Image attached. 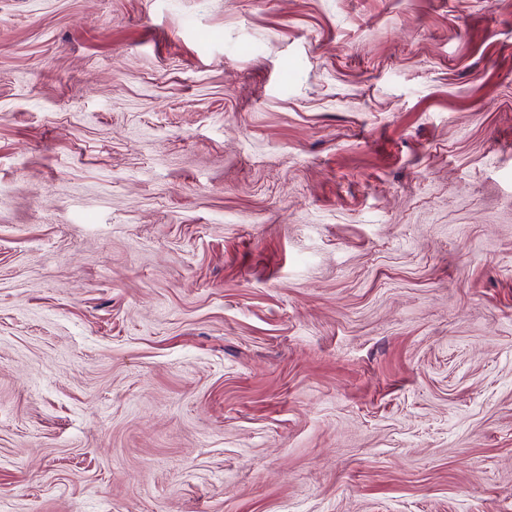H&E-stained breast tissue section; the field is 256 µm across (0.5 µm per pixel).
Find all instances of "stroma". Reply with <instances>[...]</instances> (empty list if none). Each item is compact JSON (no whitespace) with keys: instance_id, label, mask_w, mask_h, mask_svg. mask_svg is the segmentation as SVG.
Wrapping results in <instances>:
<instances>
[{"instance_id":"1","label":"stroma","mask_w":512,"mask_h":512,"mask_svg":"<svg viewBox=\"0 0 512 512\" xmlns=\"http://www.w3.org/2000/svg\"><path fill=\"white\" fill-rule=\"evenodd\" d=\"M0 512H512V6L0 0Z\"/></svg>"}]
</instances>
